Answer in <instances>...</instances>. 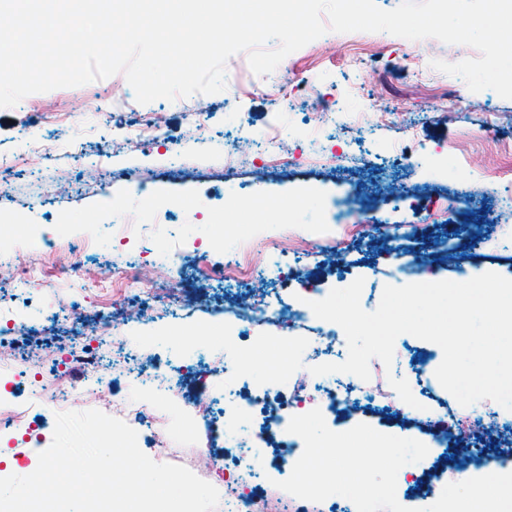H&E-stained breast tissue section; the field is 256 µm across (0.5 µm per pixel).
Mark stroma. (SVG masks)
Wrapping results in <instances>:
<instances>
[{"mask_svg": "<svg viewBox=\"0 0 512 512\" xmlns=\"http://www.w3.org/2000/svg\"><path fill=\"white\" fill-rule=\"evenodd\" d=\"M477 55L474 48L433 38L372 32L356 40L316 39L272 73L251 75L216 94L143 105L117 74L0 108V155L30 157L28 166L0 174V285L12 284L21 260L54 270L61 261L54 246L85 238L93 248L73 253V260L82 264L87 280L113 285L110 294L91 289L81 301L87 317L111 312L112 334L101 342L99 381L83 390L76 410L97 409L119 419L125 399L147 404L161 420L139 431L140 449L220 489L229 473L223 463L208 466L198 459L186 400L208 405L220 423L225 404L238 403L240 384L260 386L280 374L320 387L337 380L333 373L310 374V328L248 327L225 318L226 301L280 303L284 265L291 262L309 287L307 299H324L331 289L361 277V306L374 311L385 286L410 280L387 256L390 246L412 254L441 281L465 282L486 272L512 279V99L490 89L471 92L462 78L431 66ZM369 103L387 113L385 125L369 129L345 122L344 112ZM329 104L342 109L331 121L322 113ZM145 113L159 134L149 142L136 131ZM487 123L494 137H478ZM29 126L39 148L35 154L21 139ZM273 126L281 131L284 150L270 157L263 137ZM73 150L81 152V164L68 161ZM343 153L360 156V164L337 165ZM170 166L179 167V177L161 178ZM228 168L234 172L230 181L224 178ZM412 188L447 197L448 204L434 211L379 210L380 202ZM350 195L366 205L350 212L347 223L324 215V204ZM164 205L171 208L169 221L153 223L154 210ZM230 216L237 223L232 235L225 227ZM128 221L144 225L142 240L113 237V225ZM262 235L275 236V245L251 253L241 278L226 279L225 254ZM168 244L178 245L188 262L195 251L205 254L197 276L179 290L166 285L173 264L164 250ZM133 261L144 279L159 285L147 316L135 307L136 290L122 284L121 273ZM343 261L350 274L339 271ZM44 315L39 301L26 308L24 318L0 322L1 380L28 370L33 361L50 368L82 342L75 329L37 334ZM118 346L131 353L132 367L156 370L165 384L131 382L113 369L110 358ZM442 358L436 344L403 334L395 341L392 373L409 381L418 402L455 409L471 422L493 425L497 436L512 437V411L491 400L460 406L440 385L435 371ZM171 381L184 384L189 398L169 390ZM313 405L333 431L366 423L428 447L427 456L397 478V499L412 512L432 505L438 489L453 481L456 467L443 465L453 452H461L468 467L512 470V449L483 452L458 432L435 443L432 432L412 425V413L399 402L381 408L361 399L330 411L318 398ZM282 439L280 430H272L259 477L240 473L241 488L280 501L286 512H331L336 505L356 512L341 496L315 503L277 488L304 449L302 439L288 448ZM51 442L48 433L36 441L1 429L0 478L32 473L39 452ZM425 473L433 475L435 492L419 488L417 479Z\"/></svg>", "mask_w": 512, "mask_h": 512, "instance_id": "stroma-1", "label": "stroma"}]
</instances>
